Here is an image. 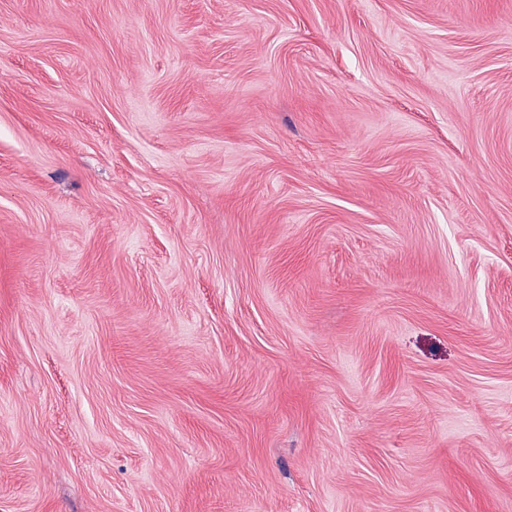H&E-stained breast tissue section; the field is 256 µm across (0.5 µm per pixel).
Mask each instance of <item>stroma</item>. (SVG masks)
Instances as JSON below:
<instances>
[{
	"instance_id": "stroma-1",
	"label": "stroma",
	"mask_w": 512,
	"mask_h": 512,
	"mask_svg": "<svg viewBox=\"0 0 512 512\" xmlns=\"http://www.w3.org/2000/svg\"><path fill=\"white\" fill-rule=\"evenodd\" d=\"M0 512H512V0H0Z\"/></svg>"
}]
</instances>
